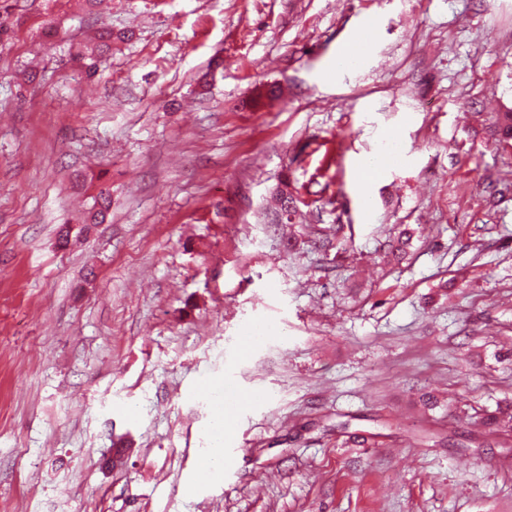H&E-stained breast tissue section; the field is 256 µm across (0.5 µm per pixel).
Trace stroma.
Wrapping results in <instances>:
<instances>
[{
  "instance_id": "obj_1",
  "label": "stroma",
  "mask_w": 512,
  "mask_h": 512,
  "mask_svg": "<svg viewBox=\"0 0 512 512\" xmlns=\"http://www.w3.org/2000/svg\"><path fill=\"white\" fill-rule=\"evenodd\" d=\"M0 25V512H512L483 423L512 401V0H0ZM213 385L240 403L216 480ZM112 46V28L101 27L98 30L96 45L91 51L79 54L78 57L82 62L81 66L88 76L96 75L103 66L107 53ZM227 456L224 453V434L223 436H214L211 448H207L206 453L201 458V469L212 478H220L224 473V463Z\"/></svg>"
}]
</instances>
